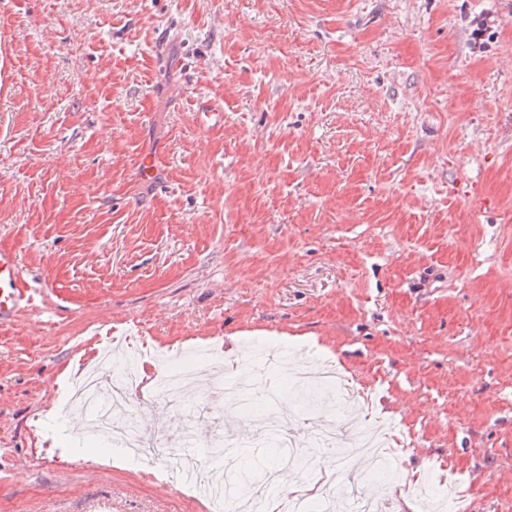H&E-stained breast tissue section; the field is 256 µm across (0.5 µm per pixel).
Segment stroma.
Returning <instances> with one entry per match:
<instances>
[{
    "label": "stroma",
    "mask_w": 512,
    "mask_h": 512,
    "mask_svg": "<svg viewBox=\"0 0 512 512\" xmlns=\"http://www.w3.org/2000/svg\"><path fill=\"white\" fill-rule=\"evenodd\" d=\"M0 246L37 294L0 327V512H198L171 460L65 442V372L124 338L247 354L297 449L332 410L271 364L334 362L407 438L374 487L512 512V0H0Z\"/></svg>",
    "instance_id": "35a3bbf8"
}]
</instances>
